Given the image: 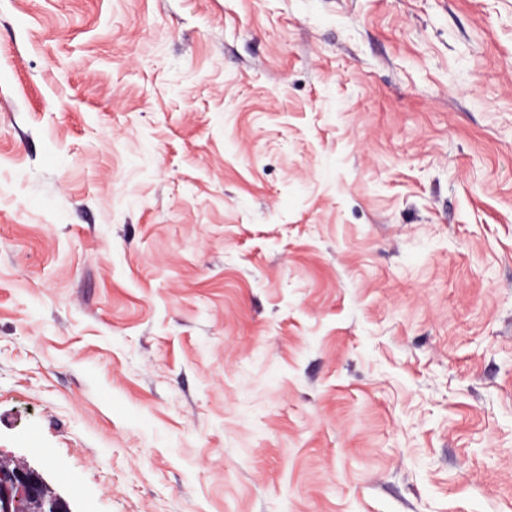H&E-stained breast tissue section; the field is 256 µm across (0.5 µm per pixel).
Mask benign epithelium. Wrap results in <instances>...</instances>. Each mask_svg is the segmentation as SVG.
<instances>
[{"label": "benign epithelium", "mask_w": 512, "mask_h": 512, "mask_svg": "<svg viewBox=\"0 0 512 512\" xmlns=\"http://www.w3.org/2000/svg\"><path fill=\"white\" fill-rule=\"evenodd\" d=\"M0 512H60V508L47 503L46 485L34 472L1 466Z\"/></svg>", "instance_id": "1"}]
</instances>
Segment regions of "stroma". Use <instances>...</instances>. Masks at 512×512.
<instances>
[{"label":"stroma","mask_w":512,"mask_h":512,"mask_svg":"<svg viewBox=\"0 0 512 512\" xmlns=\"http://www.w3.org/2000/svg\"><path fill=\"white\" fill-rule=\"evenodd\" d=\"M0 456L512 512V0H0Z\"/></svg>","instance_id":"obj_1"}]
</instances>
